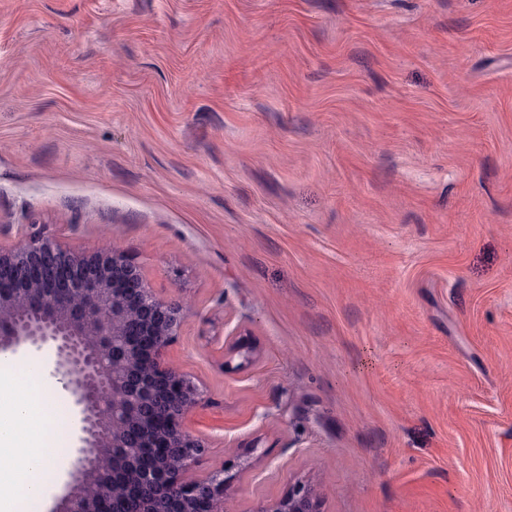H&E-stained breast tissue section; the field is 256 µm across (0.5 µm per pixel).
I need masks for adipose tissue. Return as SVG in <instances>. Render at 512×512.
I'll return each instance as SVG.
<instances>
[{
  "label": "adipose tissue",
  "instance_id": "obj_1",
  "mask_svg": "<svg viewBox=\"0 0 512 512\" xmlns=\"http://www.w3.org/2000/svg\"><path fill=\"white\" fill-rule=\"evenodd\" d=\"M63 431L31 398L9 360L0 358V512H19L56 478L53 438Z\"/></svg>",
  "mask_w": 512,
  "mask_h": 512
}]
</instances>
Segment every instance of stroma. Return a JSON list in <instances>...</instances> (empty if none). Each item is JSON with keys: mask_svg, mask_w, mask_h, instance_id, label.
<instances>
[{"mask_svg": "<svg viewBox=\"0 0 512 512\" xmlns=\"http://www.w3.org/2000/svg\"><path fill=\"white\" fill-rule=\"evenodd\" d=\"M34 234L185 304L224 512H512V0H0ZM253 512H319L314 490L307 484L295 483L288 493L275 502L259 500Z\"/></svg>", "mask_w": 512, "mask_h": 512, "instance_id": "obj_1", "label": "stroma"}]
</instances>
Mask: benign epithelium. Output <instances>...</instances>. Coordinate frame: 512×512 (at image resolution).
<instances>
[{"label":"benign epithelium","instance_id":"7a95c632","mask_svg":"<svg viewBox=\"0 0 512 512\" xmlns=\"http://www.w3.org/2000/svg\"><path fill=\"white\" fill-rule=\"evenodd\" d=\"M183 306L157 297L139 266L117 249L83 259L34 235L0 250V356L54 353L50 374L72 398L77 457L52 512H224L229 477L187 478L205 443L182 426L199 386L164 353ZM253 512H319L314 490L296 483Z\"/></svg>","mask_w":512,"mask_h":512}]
</instances>
